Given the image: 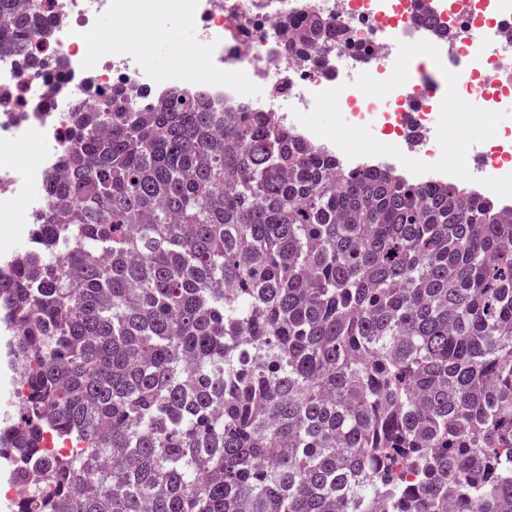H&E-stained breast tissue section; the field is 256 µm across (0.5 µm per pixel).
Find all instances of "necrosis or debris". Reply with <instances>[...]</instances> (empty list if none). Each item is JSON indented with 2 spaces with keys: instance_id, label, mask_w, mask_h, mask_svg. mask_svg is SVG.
Here are the masks:
<instances>
[{
  "instance_id": "1",
  "label": "necrosis or debris",
  "mask_w": 512,
  "mask_h": 512,
  "mask_svg": "<svg viewBox=\"0 0 512 512\" xmlns=\"http://www.w3.org/2000/svg\"><path fill=\"white\" fill-rule=\"evenodd\" d=\"M463 8L426 7L423 0H44L49 32L35 45H49L47 67L27 69L24 56L0 49V141L42 144L36 161L16 155L0 166V219L18 217L34 223L42 199L28 198V183L41 181L58 168L71 143L64 115L97 111L118 85L164 96L182 88L200 94L213 111L247 107L270 112L302 141L335 156L340 170L365 166L399 169L409 181L423 184L470 183L497 194L512 214V129L486 150L492 181L481 171L460 167L447 152L432 151L425 159L409 155L412 131L444 138L455 126L448 110V91L460 100H477L484 117L512 110V0H464ZM179 5L195 23L207 49L203 67L180 61L162 71L143 68L134 37L116 51L93 52L81 40L80 26L99 14L125 32L137 17ZM317 11L351 33L350 44L328 47L325 70L308 68L288 58L285 47L298 33L296 22ZM427 59L438 77L419 95L410 112V71L397 70L400 59ZM389 88L376 98L374 84ZM339 111V126L362 129L370 139L396 144L393 152H353L338 138L323 134L314 115L326 105Z\"/></svg>"
}]
</instances>
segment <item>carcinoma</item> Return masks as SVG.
<instances>
[{"label":"carcinoma","mask_w":512,"mask_h":512,"mask_svg":"<svg viewBox=\"0 0 512 512\" xmlns=\"http://www.w3.org/2000/svg\"><path fill=\"white\" fill-rule=\"evenodd\" d=\"M0 0V44L37 8ZM301 60L335 32L298 21ZM66 118L0 258L17 512H512V221L185 89Z\"/></svg>","instance_id":"obj_1"}]
</instances>
